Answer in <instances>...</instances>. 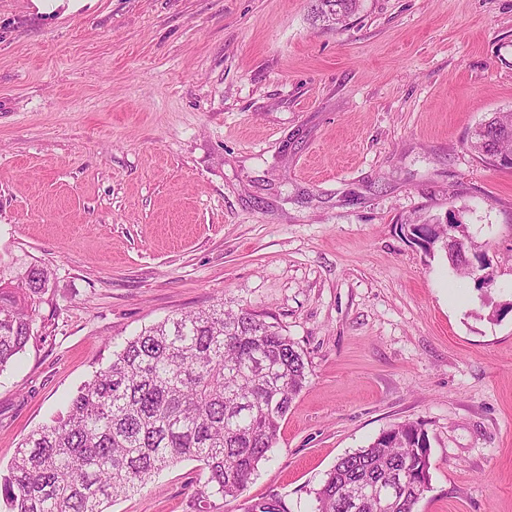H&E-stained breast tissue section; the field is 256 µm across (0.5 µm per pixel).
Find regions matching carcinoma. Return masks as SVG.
<instances>
[{
  "label": "carcinoma",
  "mask_w": 512,
  "mask_h": 512,
  "mask_svg": "<svg viewBox=\"0 0 512 512\" xmlns=\"http://www.w3.org/2000/svg\"><path fill=\"white\" fill-rule=\"evenodd\" d=\"M314 17L337 25L360 0H314ZM470 146L481 160L512 156V113L482 123ZM452 224L426 227L428 254L442 252L479 288L500 273L477 265L484 245L450 243ZM48 269L0 259V372L23 352L49 287ZM298 345L248 309H207L154 324L127 340L71 399L64 415L20 444L0 495L11 512H105L163 469L194 460L212 496L237 499L268 459L294 398L308 383ZM398 478L383 509L359 490ZM431 445L420 423H402L341 457L315 492L314 512H415L430 489ZM245 512H289L280 499Z\"/></svg>",
  "instance_id": "obj_1"
}]
</instances>
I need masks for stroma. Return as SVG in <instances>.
<instances>
[{
  "mask_svg": "<svg viewBox=\"0 0 512 512\" xmlns=\"http://www.w3.org/2000/svg\"><path fill=\"white\" fill-rule=\"evenodd\" d=\"M0 0V257L48 266L0 373V476L115 346L221 302L310 370L242 497L187 460L107 512H314L339 458L423 424L416 512H512V170L470 150L512 111V0ZM461 221L492 293L406 241ZM503 308L495 321L486 302ZM313 14L315 18L338 25L346 18L355 14L360 7V0H314Z\"/></svg>",
  "mask_w": 512,
  "mask_h": 512,
  "instance_id": "35a3bbf8",
  "label": "stroma"
}]
</instances>
